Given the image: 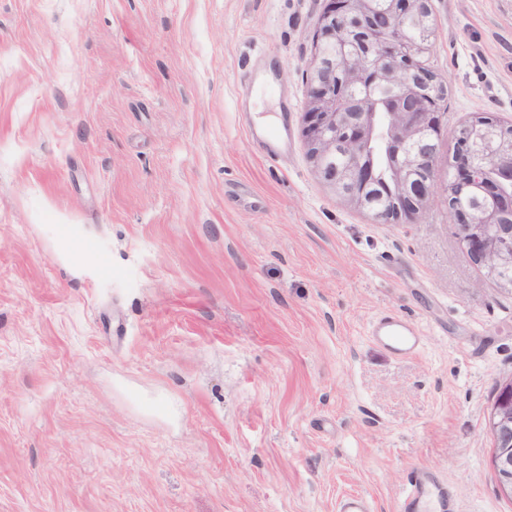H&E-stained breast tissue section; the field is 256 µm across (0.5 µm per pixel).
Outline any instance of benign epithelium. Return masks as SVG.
I'll return each mask as SVG.
<instances>
[{
    "label": "benign epithelium",
    "mask_w": 512,
    "mask_h": 512,
    "mask_svg": "<svg viewBox=\"0 0 512 512\" xmlns=\"http://www.w3.org/2000/svg\"><path fill=\"white\" fill-rule=\"evenodd\" d=\"M324 2L309 70L302 133L316 164L335 155L343 143L350 151L345 166L318 169L323 180L340 192L346 183L355 182L357 188L347 194L348 200L384 224L411 220L439 192L450 223L456 225L474 261L492 276L511 269L512 195L501 193L499 183L512 181V126L502 125L491 115L476 116L467 139L458 143L453 157L455 172L461 177L442 183L435 171L437 145L443 135L435 95L445 91V85L436 74L417 64L429 41L412 39L407 29L392 25V20L404 19L428 26L429 0H386L381 13L376 10L375 0ZM347 17L358 21L356 28L344 25ZM324 43L337 47L339 56H324ZM353 59L367 60L370 66L349 64ZM369 79L389 89L395 99V106L388 112V146L397 162L396 194L386 206L375 210L365 193L370 176L361 149L375 133V114L368 111L371 101L363 97L358 101V111H345L349 88H361ZM472 142L491 159L496 180L484 181L482 205L464 210L456 207L454 198L458 187L475 177L469 166ZM486 431L494 441L498 491L512 498V381L498 388Z\"/></svg>",
    "instance_id": "benign-epithelium-1"
}]
</instances>
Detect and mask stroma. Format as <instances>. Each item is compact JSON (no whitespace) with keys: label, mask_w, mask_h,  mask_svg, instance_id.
<instances>
[{"label":"stroma","mask_w":512,"mask_h":512,"mask_svg":"<svg viewBox=\"0 0 512 512\" xmlns=\"http://www.w3.org/2000/svg\"><path fill=\"white\" fill-rule=\"evenodd\" d=\"M431 8L444 175L460 125L512 124V0ZM322 10L0 0V512H398L415 467L512 512L485 429L512 288L440 197L377 224L323 181ZM388 311L420 352L369 339Z\"/></svg>","instance_id":"stroma-1"}]
</instances>
